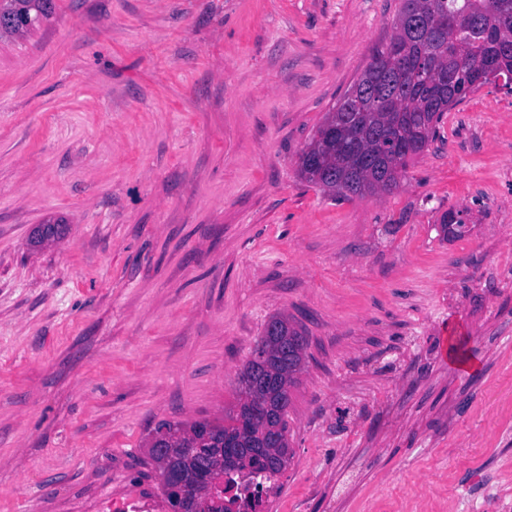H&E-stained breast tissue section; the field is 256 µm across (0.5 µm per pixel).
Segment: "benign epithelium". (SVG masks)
I'll return each instance as SVG.
<instances>
[{
	"label": "benign epithelium",
	"mask_w": 512,
	"mask_h": 512,
	"mask_svg": "<svg viewBox=\"0 0 512 512\" xmlns=\"http://www.w3.org/2000/svg\"><path fill=\"white\" fill-rule=\"evenodd\" d=\"M150 452L159 460L161 484L170 512H200L213 505L210 478L194 463L198 449L177 448L174 438L162 432L152 438ZM238 452L237 441L228 437L212 449L213 458L221 464L236 459Z\"/></svg>",
	"instance_id": "7a95c632"
}]
</instances>
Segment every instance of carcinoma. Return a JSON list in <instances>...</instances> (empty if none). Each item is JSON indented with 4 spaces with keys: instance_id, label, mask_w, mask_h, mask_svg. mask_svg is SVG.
Returning a JSON list of instances; mask_svg holds the SVG:
<instances>
[{
    "instance_id": "obj_1",
    "label": "carcinoma",
    "mask_w": 512,
    "mask_h": 512,
    "mask_svg": "<svg viewBox=\"0 0 512 512\" xmlns=\"http://www.w3.org/2000/svg\"><path fill=\"white\" fill-rule=\"evenodd\" d=\"M52 5L0 0V39L39 27ZM500 80L512 91V0H402L393 35L326 114L299 156V174L331 198L390 192L436 138L445 112ZM440 228L445 239L466 233L453 215L443 216ZM269 324L258 340L270 354L267 365L249 360L238 374L239 401L269 412L242 424L233 409L211 424L243 448L261 442L264 424L275 426L279 458L267 465L252 459L227 472L225 486L216 489L224 505L209 512H257L263 480L285 469L290 388L304 365L306 339L286 315Z\"/></svg>"
}]
</instances>
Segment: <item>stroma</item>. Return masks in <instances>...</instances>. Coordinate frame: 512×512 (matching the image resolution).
<instances>
[{"instance_id":"35a3bbf8","label":"stroma","mask_w":512,"mask_h":512,"mask_svg":"<svg viewBox=\"0 0 512 512\" xmlns=\"http://www.w3.org/2000/svg\"><path fill=\"white\" fill-rule=\"evenodd\" d=\"M54 7L0 41V512L161 494L149 434L233 408L276 314L307 348L263 512H493L488 489H512V91L446 112L393 192L334 200L299 156L401 0Z\"/></svg>"}]
</instances>
